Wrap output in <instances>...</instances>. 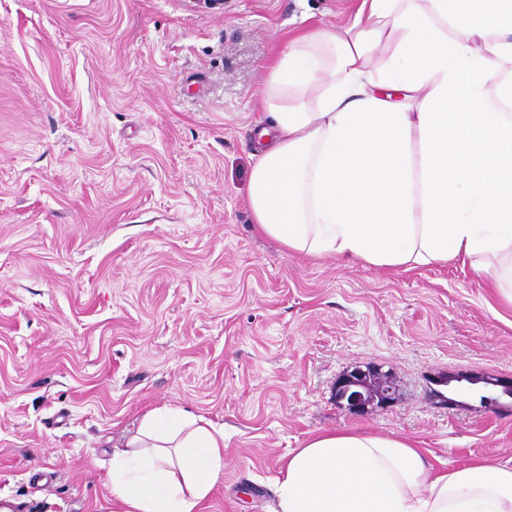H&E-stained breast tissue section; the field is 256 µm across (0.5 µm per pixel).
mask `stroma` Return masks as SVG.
Masks as SVG:
<instances>
[{
	"label": "stroma",
	"instance_id": "35a3bbf8",
	"mask_svg": "<svg viewBox=\"0 0 512 512\" xmlns=\"http://www.w3.org/2000/svg\"><path fill=\"white\" fill-rule=\"evenodd\" d=\"M353 0H0V498L112 512V444L146 412L224 427L203 512L332 428L455 467L512 457V306L461 262L392 273L288 253L245 204L268 64ZM398 399L337 406L354 366ZM447 403L433 399L435 381Z\"/></svg>",
	"mask_w": 512,
	"mask_h": 512
}]
</instances>
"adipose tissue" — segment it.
Here are the masks:
<instances>
[{"label": "adipose tissue", "mask_w": 512, "mask_h": 512, "mask_svg": "<svg viewBox=\"0 0 512 512\" xmlns=\"http://www.w3.org/2000/svg\"><path fill=\"white\" fill-rule=\"evenodd\" d=\"M263 109L248 184L260 233L392 271L459 260L512 303V0H361L288 41ZM108 479L113 512H202L224 430L149 411ZM270 483L275 512H512V458L452 469L351 429L311 436Z\"/></svg>", "instance_id": "adipose-tissue-1"}]
</instances>
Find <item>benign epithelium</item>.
Wrapping results in <instances>:
<instances>
[{
  "mask_svg": "<svg viewBox=\"0 0 512 512\" xmlns=\"http://www.w3.org/2000/svg\"><path fill=\"white\" fill-rule=\"evenodd\" d=\"M397 395L391 375L374 366L353 367L339 376L335 386L336 404L354 414L389 407Z\"/></svg>",
  "mask_w": 512,
  "mask_h": 512,
  "instance_id": "benign-epithelium-1",
  "label": "benign epithelium"
}]
</instances>
